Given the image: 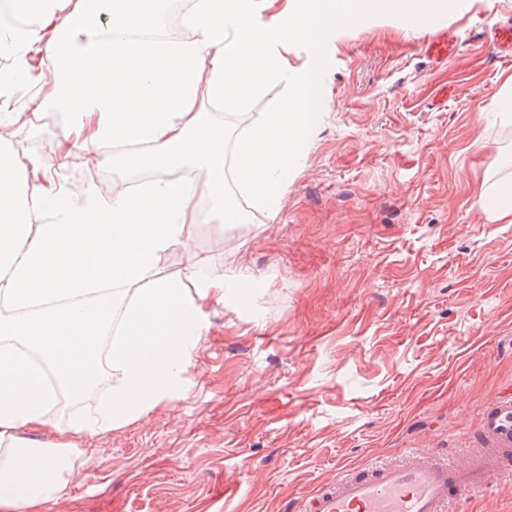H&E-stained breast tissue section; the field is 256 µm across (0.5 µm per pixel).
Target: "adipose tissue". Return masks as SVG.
Masks as SVG:
<instances>
[{
    "instance_id": "1",
    "label": "adipose tissue",
    "mask_w": 512,
    "mask_h": 512,
    "mask_svg": "<svg viewBox=\"0 0 512 512\" xmlns=\"http://www.w3.org/2000/svg\"><path fill=\"white\" fill-rule=\"evenodd\" d=\"M195 0L187 39L149 46L119 39L151 30V0H0V87L32 80L24 45L44 70L30 110L62 116L52 156L18 153L0 136V512H35L66 486L67 451L84 437L146 421L185 391L184 375L210 326L209 310L254 275L227 263L160 274L163 253L188 246L204 221L246 224L226 201L224 160L256 208L277 213L325 101L318 56L343 23L387 12L427 23L442 0ZM313 55L289 68V44ZM287 90L237 140L200 101L254 104L264 86ZM104 165L150 172L137 191L59 186L79 149ZM188 168V180L172 178ZM490 220L512 224V173L479 183ZM206 198L208 212L197 209ZM112 365V386L57 440L34 439L60 393L83 394Z\"/></svg>"
}]
</instances>
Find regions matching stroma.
Wrapping results in <instances>:
<instances>
[{
	"mask_svg": "<svg viewBox=\"0 0 512 512\" xmlns=\"http://www.w3.org/2000/svg\"><path fill=\"white\" fill-rule=\"evenodd\" d=\"M504 20L512 0H466L420 30L398 14L337 28L326 107L279 212L198 225L158 262L232 260L257 284L213 316L186 393L69 449L68 486L38 512H289L348 468L423 448L462 458L483 406L512 387V224L489 222L475 193L512 156L496 106L512 61L490 40ZM442 26L455 51L437 63L423 46ZM30 93L10 87L9 111ZM26 114L14 149L51 155L63 120ZM60 179L109 191L146 174L83 149ZM111 383L107 368L83 399L62 395L51 424L89 413ZM454 512H512V482Z\"/></svg>",
	"mask_w": 512,
	"mask_h": 512,
	"instance_id": "stroma-1",
	"label": "stroma"
}]
</instances>
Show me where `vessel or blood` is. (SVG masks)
Instances as JSON below:
<instances>
[{
	"instance_id": "1",
	"label": "vessel or blood",
	"mask_w": 512,
	"mask_h": 512,
	"mask_svg": "<svg viewBox=\"0 0 512 512\" xmlns=\"http://www.w3.org/2000/svg\"><path fill=\"white\" fill-rule=\"evenodd\" d=\"M501 58H512V25L491 29ZM454 39L440 34L424 46L428 57L445 61ZM477 451L456 463L427 448L403 462L384 461L338 476L309 501L310 512H452L457 500L488 490L492 478L512 480V391L502 390L481 410Z\"/></svg>"
}]
</instances>
